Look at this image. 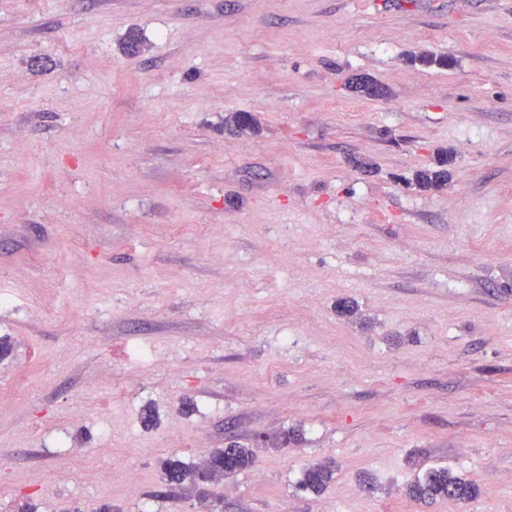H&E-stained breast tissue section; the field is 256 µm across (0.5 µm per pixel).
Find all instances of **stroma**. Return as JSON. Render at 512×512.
Masks as SVG:
<instances>
[{
  "label": "stroma",
  "mask_w": 512,
  "mask_h": 512,
  "mask_svg": "<svg viewBox=\"0 0 512 512\" xmlns=\"http://www.w3.org/2000/svg\"><path fill=\"white\" fill-rule=\"evenodd\" d=\"M0 293V512H512V0H0ZM452 160V155L447 150L441 152L435 167L425 168L415 173L413 180L416 187L422 191H429L445 186L448 182V169L446 167ZM256 459L257 453L253 448L233 445L213 452L199 468L188 467L180 460L168 459L163 463V472L169 485L183 488L186 482L194 484L196 480L208 477H233L254 466ZM332 479V470L323 465H314L303 473L301 486L305 489L318 492ZM407 495L415 502L448 500L466 502L477 495V488L469 480L454 474L449 468L429 469L407 486Z\"/></svg>",
  "instance_id": "35a3bbf8"
}]
</instances>
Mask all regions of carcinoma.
<instances>
[{"label": "carcinoma", "instance_id": "1", "mask_svg": "<svg viewBox=\"0 0 512 512\" xmlns=\"http://www.w3.org/2000/svg\"><path fill=\"white\" fill-rule=\"evenodd\" d=\"M410 62L425 67H446L448 56L421 52L410 57ZM350 88L368 98L376 99L385 95V89L377 82L360 77L351 82ZM452 155L442 152L436 166L419 170L414 175L416 187L422 191L436 190L448 182L447 166ZM257 453L252 448L233 445L213 452L205 464L199 468L188 467L179 460L168 459L163 463V472L168 484L183 487L187 482L195 483L208 477H233L239 472L255 465ZM332 479V470L323 465H314L303 473L301 486L318 492ZM407 495L415 502L448 500L466 502L477 495V488L469 480L453 473L447 467L431 468L423 476L416 478L407 486Z\"/></svg>", "mask_w": 512, "mask_h": 512}]
</instances>
